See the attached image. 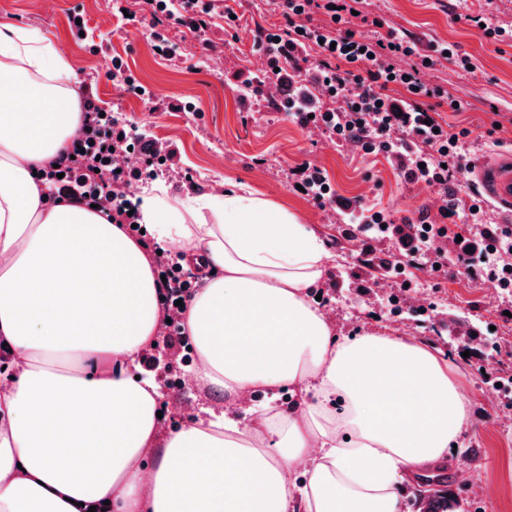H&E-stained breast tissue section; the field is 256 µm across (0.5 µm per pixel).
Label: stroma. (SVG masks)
<instances>
[{
    "label": "stroma",
    "instance_id": "stroma-1",
    "mask_svg": "<svg viewBox=\"0 0 512 512\" xmlns=\"http://www.w3.org/2000/svg\"><path fill=\"white\" fill-rule=\"evenodd\" d=\"M235 10L237 22H218L209 33L222 49L218 69L207 67L190 35L169 22L157 30L180 51L170 59L157 54V30L138 13L137 0L116 5L110 0H0V21L48 34L78 61V79L91 85L101 110L144 140L175 150L174 166L159 177L170 194L186 192L192 182L202 195L242 188L284 206L314 230L331 255L329 284L318 290L320 306L333 317L339 335L406 333L448 361L471 405L469 422L448 451L452 465L445 479L464 498H473L470 481L459 473L467 468L473 478L489 483L488 496L471 512H512V407L483 393L496 381L512 380V291L491 294L486 278L470 277L453 264L441 274L409 267L404 277L411 290L427 292L429 308L420 317L409 312L398 320L391 317L383 304L390 278L364 276L357 259L364 248L380 258L394 245L377 225L357 230L355 219L378 212L397 224L426 215L436 220L443 190L408 181L392 154L364 153L249 95L248 85L263 77L252 65L256 25L282 29L286 21L265 0H238ZM361 11L382 17L395 32L453 50V57L435 59L424 79L460 100L461 111L444 104L438 113L441 120L470 129V158L493 150L494 140L512 144V0H364ZM75 12L85 20L84 34H77L71 22ZM477 15L504 28V40L485 38L473 21ZM458 54L468 56L472 71L456 64ZM117 61L125 79L112 75ZM149 92L159 109L147 102ZM304 164L326 178L330 200L325 207L295 186L293 170ZM457 319L481 335H494L497 375L483 373L478 355L463 358L462 344L451 332Z\"/></svg>",
    "mask_w": 512,
    "mask_h": 512
}]
</instances>
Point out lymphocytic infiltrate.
I'll list each match as a JSON object with an SVG mask.
<instances>
[{
  "label": "lymphocytic infiltrate",
  "mask_w": 512,
  "mask_h": 512,
  "mask_svg": "<svg viewBox=\"0 0 512 512\" xmlns=\"http://www.w3.org/2000/svg\"><path fill=\"white\" fill-rule=\"evenodd\" d=\"M280 10L287 22L279 33L261 28L255 45L266 58L265 75L275 78L277 69L295 72L317 69L322 91L333 102L319 113L317 120L338 139L351 141L366 153L395 150L409 180L430 186L448 185L455 174L468 167L462 145L470 135L468 128L442 125L433 107L424 106L427 98H445L444 89L426 84L422 64L395 67L394 59L418 53L416 40L384 31V21L371 20L373 34L353 28V11L361 0H267ZM153 25L172 20L194 35V44L212 49L206 31L215 15L231 16L229 4L215 0H142ZM324 13L328 22L315 25V13ZM366 64L365 74L354 71ZM403 88L407 99L396 98L394 88ZM80 131L66 152L57 158L56 167L44 174L53 196L80 205H96L99 212L115 224L138 223L132 203L112 200V187L118 183L146 182L156 171L151 167H125L121 159L129 151L131 138L110 113L101 111L91 97L82 101ZM457 262L466 272L485 273L500 278L503 285L512 277L501 275L495 254L505 242H512L511 224H471L466 228ZM481 239L479 250H472L470 237Z\"/></svg>",
  "instance_id": "lymphocytic-infiltrate-1"
}]
</instances>
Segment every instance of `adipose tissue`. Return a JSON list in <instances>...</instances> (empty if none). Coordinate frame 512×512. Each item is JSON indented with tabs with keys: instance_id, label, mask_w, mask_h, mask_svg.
I'll list each match as a JSON object with an SVG mask.
<instances>
[{
	"instance_id": "ef3b65f1",
	"label": "adipose tissue",
	"mask_w": 512,
	"mask_h": 512,
	"mask_svg": "<svg viewBox=\"0 0 512 512\" xmlns=\"http://www.w3.org/2000/svg\"><path fill=\"white\" fill-rule=\"evenodd\" d=\"M77 77L50 36L0 23V512H402L401 481L447 464L468 400L417 339L338 336L311 299L330 253L272 200L142 198V223L208 273L182 327L210 405L164 429L157 384L130 371L161 328L149 254L44 189L77 135ZM286 387L305 399L233 416Z\"/></svg>"
}]
</instances>
